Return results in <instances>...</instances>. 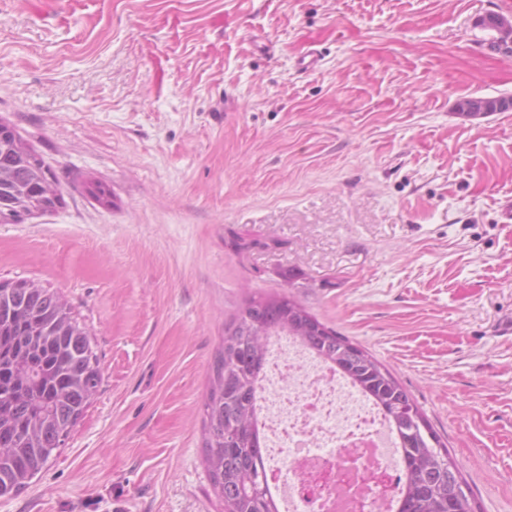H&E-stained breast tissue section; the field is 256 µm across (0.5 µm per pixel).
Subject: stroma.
Returning <instances> with one entry per match:
<instances>
[{"mask_svg":"<svg viewBox=\"0 0 512 512\" xmlns=\"http://www.w3.org/2000/svg\"><path fill=\"white\" fill-rule=\"evenodd\" d=\"M491 13L512 0H0V122L64 196L0 224V280L63 295L102 371L0 512H221L207 374L285 270L512 512V110L457 111L512 95ZM496 98L494 97H469L457 104L459 114L469 118L484 116L492 112H497L495 108Z\"/></svg>","mask_w":512,"mask_h":512,"instance_id":"1","label":"stroma"}]
</instances>
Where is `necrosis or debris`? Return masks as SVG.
Returning <instances> with one entry per match:
<instances>
[{"label":"necrosis or debris","mask_w":512,"mask_h":512,"mask_svg":"<svg viewBox=\"0 0 512 512\" xmlns=\"http://www.w3.org/2000/svg\"><path fill=\"white\" fill-rule=\"evenodd\" d=\"M260 413L266 472L284 512H378L400 492L383 414L291 337L269 345Z\"/></svg>","instance_id":"obj_1"}]
</instances>
